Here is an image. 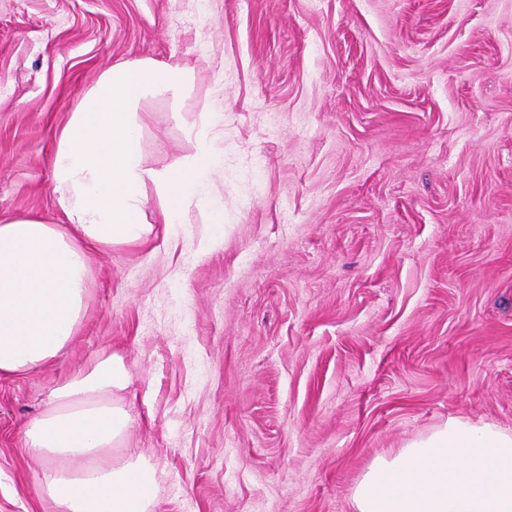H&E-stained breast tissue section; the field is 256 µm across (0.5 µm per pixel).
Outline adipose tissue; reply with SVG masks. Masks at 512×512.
Listing matches in <instances>:
<instances>
[{"mask_svg": "<svg viewBox=\"0 0 512 512\" xmlns=\"http://www.w3.org/2000/svg\"><path fill=\"white\" fill-rule=\"evenodd\" d=\"M179 67L150 58L105 71L58 132L54 191L65 223L0 218V374H26L61 357L86 312L96 248L144 246L156 224L183 223L204 206L221 160L208 124L191 127L193 154L161 167L142 152L147 96L179 98ZM159 209L148 219V193ZM123 359L91 362L50 394L24 429L26 448L50 460L42 497L48 512H150L156 469L125 453L134 421ZM355 512H512V434L449 420L432 434L376 457L352 491Z\"/></svg>", "mask_w": 512, "mask_h": 512, "instance_id": "obj_1", "label": "adipose tissue"}]
</instances>
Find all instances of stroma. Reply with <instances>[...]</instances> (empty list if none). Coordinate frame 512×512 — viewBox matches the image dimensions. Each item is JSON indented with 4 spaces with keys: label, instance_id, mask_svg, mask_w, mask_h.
Wrapping results in <instances>:
<instances>
[{
    "label": "stroma",
    "instance_id": "35a3bbf8",
    "mask_svg": "<svg viewBox=\"0 0 512 512\" xmlns=\"http://www.w3.org/2000/svg\"><path fill=\"white\" fill-rule=\"evenodd\" d=\"M143 58L193 73L150 165L222 116L224 222L91 252L67 353L0 376V512H46L23 426L112 353L152 512H353L448 419L512 432V0H0V215L64 223L56 134Z\"/></svg>",
    "mask_w": 512,
    "mask_h": 512
}]
</instances>
